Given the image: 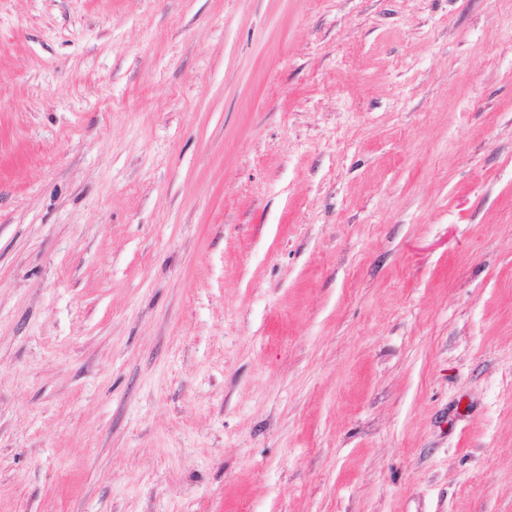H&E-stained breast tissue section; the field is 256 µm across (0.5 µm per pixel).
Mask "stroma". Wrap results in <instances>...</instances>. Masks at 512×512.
<instances>
[{"label":"stroma","instance_id":"stroma-1","mask_svg":"<svg viewBox=\"0 0 512 512\" xmlns=\"http://www.w3.org/2000/svg\"><path fill=\"white\" fill-rule=\"evenodd\" d=\"M0 512H512V0H0Z\"/></svg>","mask_w":512,"mask_h":512}]
</instances>
